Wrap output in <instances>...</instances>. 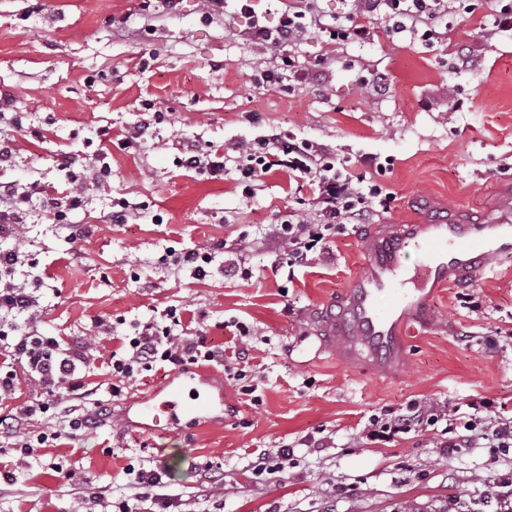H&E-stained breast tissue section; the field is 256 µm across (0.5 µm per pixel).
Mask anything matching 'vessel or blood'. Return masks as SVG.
Masks as SVG:
<instances>
[{
    "label": "vessel or blood",
    "mask_w": 512,
    "mask_h": 512,
    "mask_svg": "<svg viewBox=\"0 0 512 512\" xmlns=\"http://www.w3.org/2000/svg\"><path fill=\"white\" fill-rule=\"evenodd\" d=\"M366 271L337 299L334 312L323 318L325 336L344 346L346 361L370 369H389L408 346V334L431 319L432 296L441 288L469 280L512 259V205L484 224L429 216L411 224H381L368 238ZM416 266H408L409 255ZM390 296L381 308L382 296ZM197 367L175 372V386L163 399L149 395L138 412L151 420L153 432L180 429L181 420L211 407L198 397L192 382Z\"/></svg>",
    "instance_id": "obj_1"
}]
</instances>
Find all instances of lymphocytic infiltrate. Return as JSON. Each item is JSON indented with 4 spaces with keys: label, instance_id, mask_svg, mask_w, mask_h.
Segmentation results:
<instances>
[{
    "label": "lymphocytic infiltrate",
    "instance_id": "1",
    "mask_svg": "<svg viewBox=\"0 0 512 512\" xmlns=\"http://www.w3.org/2000/svg\"><path fill=\"white\" fill-rule=\"evenodd\" d=\"M240 13L249 21L248 36L276 49L317 30L334 40L364 39L371 36L374 20L381 14L389 16L394 33H417L423 40L439 42L447 37L446 32L437 28L438 22L447 16L443 0H352L350 9L329 24L323 23L315 0H287L280 23L273 30L260 24L253 0H243ZM276 151L286 155L289 169L310 177L318 192L319 223L289 221L272 225L268 230L291 267L307 262L309 254L324 241L325 230L347 220L362 222L369 218L371 200L380 196L382 190L377 186L365 190L354 185L341 175L331 158L314 146L278 139L274 142L273 152ZM273 152L247 154L242 164L245 174L256 177L269 170ZM179 324L176 314L168 312L127 337L120 352L111 358L114 382L105 396L97 389L86 388L76 375L85 360L83 347L65 348L56 337L35 336L21 330L12 336L1 334L0 350L8 353L11 368L0 371V395L11 394L24 373L36 377L46 398L27 406L23 416H1L0 434L18 438L24 417L52 410L60 416L52 439L72 438L79 431L97 427L111 398L121 394V381L151 369L158 362L168 363L176 370L217 363L223 365L226 379L241 383L243 394L255 392V385L246 381L248 372L244 365L226 361L223 350L208 344L206 334L178 335ZM436 425L442 426L445 434L441 447L453 456H464L479 448L512 447V420L503 418L490 423L476 414L460 416L453 410L414 402L405 409L372 416L367 436L373 441L390 442L399 435Z\"/></svg>",
    "mask_w": 512,
    "mask_h": 512
}]
</instances>
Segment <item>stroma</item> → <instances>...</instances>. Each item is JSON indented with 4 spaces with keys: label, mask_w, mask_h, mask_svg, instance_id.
<instances>
[{
    "label": "stroma",
    "mask_w": 512,
    "mask_h": 512,
    "mask_svg": "<svg viewBox=\"0 0 512 512\" xmlns=\"http://www.w3.org/2000/svg\"><path fill=\"white\" fill-rule=\"evenodd\" d=\"M447 5L445 42L388 33L384 18L370 40L315 33L288 49L297 72L262 85L278 52L248 39L237 0H180L168 13L158 0H0V144L12 150L0 185L37 182L63 201L57 218L39 200L20 203L21 224L0 234V249L20 252L0 282L36 302L28 331L84 347L78 375L98 387L120 336L173 307L226 356L247 348L258 385L253 396L231 381L210 388L224 399L219 418L162 436L124 416L164 387L165 364L125 381L103 425L75 438L53 440L54 419L33 417L30 437L49 440L31 453L0 437V512H81L92 496L97 512L121 500L131 512H448L512 472V453L453 457L431 432L366 437L372 415L414 401L512 410L511 262L441 290L390 371L347 363L319 332L321 311L364 272L375 225L433 205L482 224L512 197V30L493 27L485 0L466 21L464 0ZM275 134L393 195L292 271L259 239L267 224L317 223L312 186L280 166L250 184L237 170L239 147ZM187 144L223 151V174L182 166ZM117 210L123 222H103ZM59 218L80 239L61 237ZM221 243L246 247L252 278L225 277ZM192 249L214 252L207 276L178 264ZM313 437L327 448L306 447ZM284 445L295 468L256 476L253 457ZM142 470L162 472L173 507L140 495Z\"/></svg>",
    "instance_id": "35a3bbf8"
}]
</instances>
